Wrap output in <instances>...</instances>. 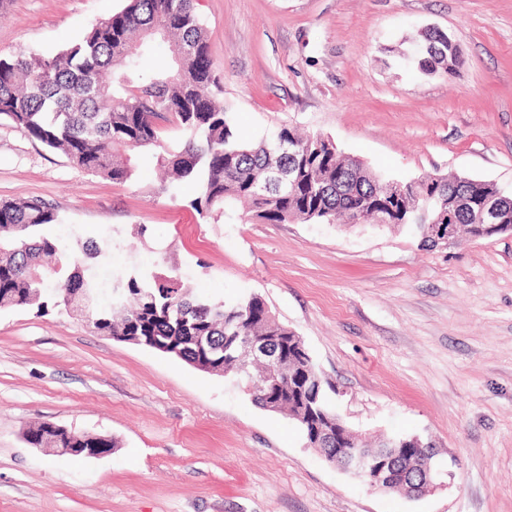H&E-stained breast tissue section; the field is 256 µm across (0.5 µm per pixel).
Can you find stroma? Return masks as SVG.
<instances>
[{
    "label": "stroma",
    "instance_id": "1",
    "mask_svg": "<svg viewBox=\"0 0 512 512\" xmlns=\"http://www.w3.org/2000/svg\"><path fill=\"white\" fill-rule=\"evenodd\" d=\"M125 0H0V55L50 53ZM237 135L331 138L388 176L459 174L512 190V0H198ZM437 28L450 74L404 57ZM150 153L115 184L0 119V201L37 197L99 267L262 296L302 337L364 440L421 435L451 468L419 498L371 489L261 409L234 375L122 342L51 308H0V512H512V232L428 251L405 229L209 222L190 183L158 193ZM114 438L47 456L28 427Z\"/></svg>",
    "mask_w": 512,
    "mask_h": 512
}]
</instances>
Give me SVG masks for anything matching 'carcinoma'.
I'll return each mask as SVG.
<instances>
[{"label": "carcinoma", "mask_w": 512, "mask_h": 512, "mask_svg": "<svg viewBox=\"0 0 512 512\" xmlns=\"http://www.w3.org/2000/svg\"><path fill=\"white\" fill-rule=\"evenodd\" d=\"M167 45L171 66L143 75L157 44ZM461 50L448 34H425L410 60L424 74L450 73ZM204 22L195 0H126L124 8L95 24L82 39L55 54L19 53L0 56V118L10 120L30 138L63 152L75 167L115 184L136 170V152L154 150L158 168L172 183L192 180L199 194L192 208L203 218L224 215V209L245 203L249 222L264 224H354L372 214L385 226H408L419 245L435 244L423 225L439 222L448 201H468L456 213L461 233L471 236V210L489 197L512 212V196L497 186L458 176L424 175L391 190L389 177L336 150L320 135L300 137L282 128L257 143L234 134L224 106V87L212 69ZM173 125L183 133L168 143L162 130ZM60 219L48 202L31 198L0 202V307H28L42 314L48 304L68 307L83 295L88 322L104 334L154 338L170 343V354L188 364L209 361L213 370L233 371L254 403L273 413L288 412L306 444L316 445L314 419L340 416L330 404L325 380L305 391L293 389L288 374L264 369L252 376L243 361L247 348L227 337L288 336L293 330L269 317L258 294L216 300L192 293L176 276H114L108 287L90 271L89 261L102 255L99 244L79 245L82 256L68 252L40 228ZM48 429L42 423L26 431L25 440L43 447ZM71 455L111 452L113 438L72 433L58 444Z\"/></svg>", "instance_id": "obj_1"}]
</instances>
